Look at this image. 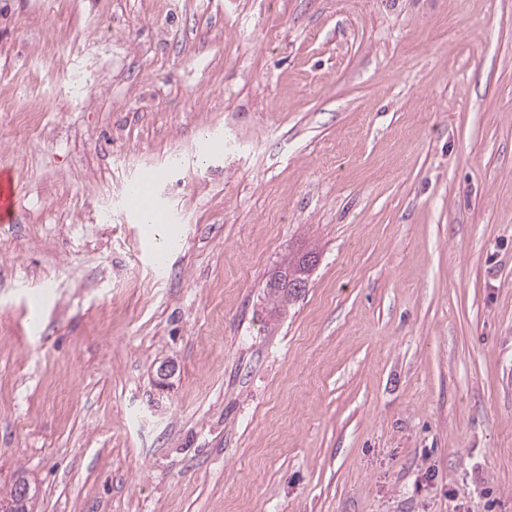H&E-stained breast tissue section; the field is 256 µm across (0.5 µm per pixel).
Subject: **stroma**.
I'll return each instance as SVG.
<instances>
[{"mask_svg": "<svg viewBox=\"0 0 512 512\" xmlns=\"http://www.w3.org/2000/svg\"><path fill=\"white\" fill-rule=\"evenodd\" d=\"M159 2L0 0V489L512 512V0ZM138 211L142 214L140 216L141 223L147 225L152 236L151 245L156 256L163 260L168 255L167 243L178 234L176 228L165 224L155 208ZM313 267V266H312ZM312 267H306L303 266L301 263H299L296 267H294L292 270L285 269L284 271L278 270L270 279L269 281L275 277L276 275L280 276V279L282 280L281 288H278V291L271 292L270 288V294H268L270 303L272 305V309L277 310L281 307H284L286 303L293 302L300 298L302 293H298L295 288H293V283L303 279V280H309V273L312 269ZM267 282V288L268 283Z\"/></svg>", "mask_w": 512, "mask_h": 512, "instance_id": "obj_1", "label": "stroma"}]
</instances>
